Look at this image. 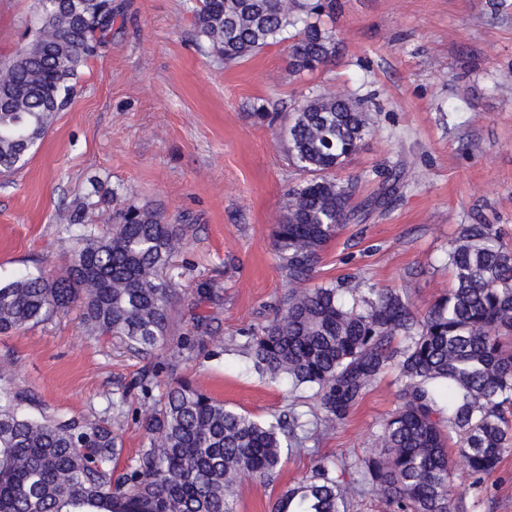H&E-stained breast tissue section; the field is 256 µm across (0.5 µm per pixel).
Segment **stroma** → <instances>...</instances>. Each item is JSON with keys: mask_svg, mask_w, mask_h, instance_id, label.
<instances>
[{"mask_svg": "<svg viewBox=\"0 0 512 512\" xmlns=\"http://www.w3.org/2000/svg\"><path fill=\"white\" fill-rule=\"evenodd\" d=\"M113 2L119 14L107 49L84 64L70 105L28 164L0 175V283L65 265L60 239L84 196L94 202L85 221L102 232L122 207H155L195 235L170 269L178 285L171 338L195 335L200 314L215 339L173 368L169 350L145 358L120 337L88 336L72 306L0 335V362L35 397V415L103 418L106 395L122 397L120 474L146 442L138 417L181 378L258 419L289 408L315 412L313 390L258 376L223 343L244 342L288 290L273 228L302 176L282 131L320 88L371 99L374 131L345 167L361 177L356 200L398 172L407 185L388 207L345 224L323 250L317 282L355 275L379 288L406 283L421 315L454 284L447 253L464 225H493L512 248V8L494 11V0H339L322 19L336 32L335 58L296 75L285 42L224 65L196 34L199 0ZM35 11L36 0H0V56L23 43ZM261 106L276 113L273 124L253 119ZM207 285L218 300L201 299ZM399 389L396 371L387 372L344 424L284 455L275 481L242 476L236 512H269L319 459L351 465L364 457L398 408ZM452 470L463 512H512V453L479 493L467 489L463 456L453 455Z\"/></svg>", "mask_w": 512, "mask_h": 512, "instance_id": "obj_1", "label": "stroma"}]
</instances>
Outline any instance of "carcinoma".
Wrapping results in <instances>:
<instances>
[{"label": "carcinoma", "mask_w": 512, "mask_h": 512, "mask_svg": "<svg viewBox=\"0 0 512 512\" xmlns=\"http://www.w3.org/2000/svg\"><path fill=\"white\" fill-rule=\"evenodd\" d=\"M28 39L0 60V174L29 161L57 112L71 100L80 69L107 47L112 0H38ZM336 0H202L194 25L234 64L286 40L291 72L325 64L335 33L321 24ZM361 99L323 90L296 108L285 129L290 162L308 175L288 189L273 243L288 293L267 323L248 334L253 368L291 388L316 389L313 418L290 410L256 420L184 380L144 414L147 442L114 476L124 418L34 417L27 395L0 364V512H234L233 489L247 474L264 483L311 427L334 428L368 388L395 366L399 408L382 424L377 450L347 467L320 459L286 487L271 512H348L369 493L389 512H456L450 449L468 461L470 488L482 487L512 451V251L488 224H469L448 250L455 284L422 316L410 287L380 289L354 277L314 284L324 246L355 218L359 175L340 177L371 134ZM399 180L369 198L380 208ZM76 203L69 258L54 276L0 285V334L50 319L73 303L90 336H121L150 355L166 348L176 299L162 275L191 226L154 208L115 213L104 234Z\"/></svg>", "instance_id": "carcinoma-1"}]
</instances>
